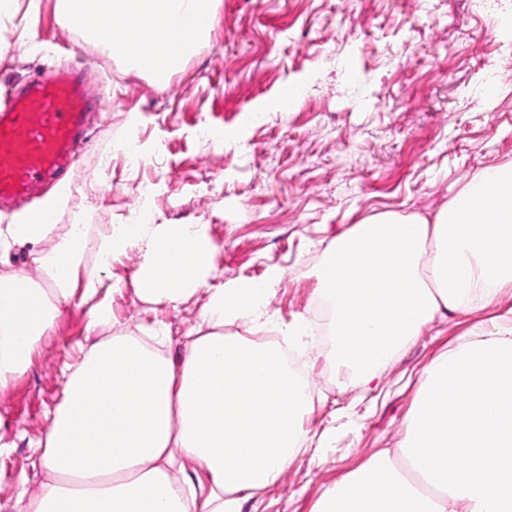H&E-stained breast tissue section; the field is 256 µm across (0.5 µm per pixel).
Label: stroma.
I'll return each instance as SVG.
<instances>
[{
	"label": "stroma",
	"mask_w": 512,
	"mask_h": 512,
	"mask_svg": "<svg viewBox=\"0 0 512 512\" xmlns=\"http://www.w3.org/2000/svg\"><path fill=\"white\" fill-rule=\"evenodd\" d=\"M0 28V94L35 72L85 69L95 98L88 143L63 176L56 222L127 223L142 183L158 222L205 225L224 280L286 276L272 299L284 321L310 319L315 343L299 363L313 380V436L279 480L244 512H312L323 492L377 452L395 450L422 368L480 324L512 313V293L466 316L439 318L383 370L370 390L342 388L325 365L314 270L332 237L386 210L431 212L475 172L512 162V0H218L209 44L157 92L147 75L72 33L56 0ZM40 49L26 53L23 36ZM498 92L484 96L487 80ZM292 93L287 111L276 103ZM260 113L250 122L251 113ZM144 157L128 166L119 144ZM125 280L110 298L131 332L169 326L172 353L206 301L150 311ZM89 304L73 300L35 352L29 370L0 390V512L41 470L31 444L62 398V371L88 334Z\"/></svg>",
	"instance_id": "obj_1"
}]
</instances>
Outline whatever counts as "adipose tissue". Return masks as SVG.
<instances>
[{"instance_id": "1", "label": "adipose tissue", "mask_w": 512, "mask_h": 512, "mask_svg": "<svg viewBox=\"0 0 512 512\" xmlns=\"http://www.w3.org/2000/svg\"><path fill=\"white\" fill-rule=\"evenodd\" d=\"M216 0H58L71 31L148 73L166 91L207 47ZM54 205L0 227V265L29 247L32 271L0 272V388L26 373L33 353L74 297L91 302L90 339L62 372L61 401L36 441L42 478L22 489L17 512H242L310 440L315 399L288 363L314 344L305 320L279 322L271 298L285 273L217 283L205 225L109 224L58 232ZM136 253L143 303L207 302L172 354L157 321L135 335L108 300L112 266ZM329 311L326 364L368 387L437 317L484 309L512 293V163L484 168L433 213L368 215L328 243L314 273ZM276 333L274 343L263 334ZM193 463L197 476L186 473Z\"/></svg>"}]
</instances>
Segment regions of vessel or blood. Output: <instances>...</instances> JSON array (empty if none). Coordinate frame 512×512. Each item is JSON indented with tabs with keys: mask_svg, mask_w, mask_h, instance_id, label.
<instances>
[{
	"mask_svg": "<svg viewBox=\"0 0 512 512\" xmlns=\"http://www.w3.org/2000/svg\"><path fill=\"white\" fill-rule=\"evenodd\" d=\"M89 100L71 69L52 72L0 98V206L42 197L86 140Z\"/></svg>",
	"mask_w": 512,
	"mask_h": 512,
	"instance_id": "1",
	"label": "vessel or blood"
}]
</instances>
